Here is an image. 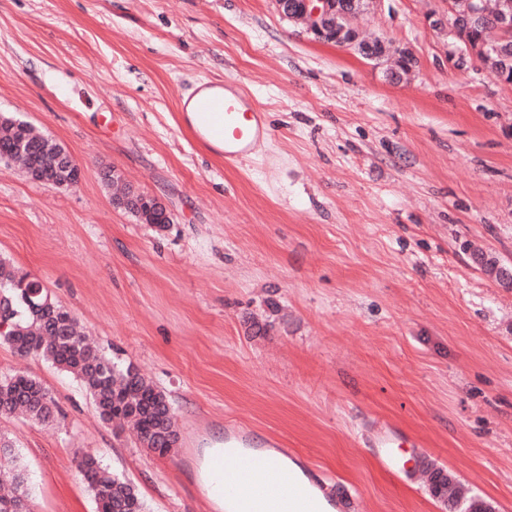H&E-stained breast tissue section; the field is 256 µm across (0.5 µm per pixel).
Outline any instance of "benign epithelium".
Returning a JSON list of instances; mask_svg holds the SVG:
<instances>
[{"label":"benign epithelium","mask_w":512,"mask_h":512,"mask_svg":"<svg viewBox=\"0 0 512 512\" xmlns=\"http://www.w3.org/2000/svg\"><path fill=\"white\" fill-rule=\"evenodd\" d=\"M378 0H274L277 11L302 25L316 39L343 48H353L366 58L390 65L388 75L395 82L403 81L415 68V59L406 50L393 49L382 38L361 37L354 19L368 12ZM445 7L428 17L433 30L446 31L460 38L462 27L468 28L485 20L491 21V33L477 45L464 42V48L451 54L452 66L462 69L469 60L480 57L484 66L500 80L512 83V0H444ZM33 182H49L56 187L77 182L81 170L69 154L63 155V164L32 172L23 168ZM137 193L127 188L112 196L118 208L137 215L144 223H152V212H168L156 197L153 207L143 208L136 202ZM475 263L501 287L512 288V266L506 265L494 254L480 251L473 255Z\"/></svg>","instance_id":"7a95c632"}]
</instances>
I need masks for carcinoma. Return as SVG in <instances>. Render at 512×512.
<instances>
[{"label":"carcinoma","mask_w":512,"mask_h":512,"mask_svg":"<svg viewBox=\"0 0 512 512\" xmlns=\"http://www.w3.org/2000/svg\"><path fill=\"white\" fill-rule=\"evenodd\" d=\"M48 139L26 123L0 124V146L10 148L22 144L20 162L49 166L51 159L44 152ZM39 288L31 301L44 302L47 291L41 283L21 273L7 260L0 259V309L6 314L8 327L0 333L6 343L21 357L36 356L71 374L90 396L99 418L120 429L132 428L139 444L164 456L170 436L176 434L174 416L169 413L166 395L141 376L132 364L124 365L108 357L98 346L87 342L79 324L70 312L55 305L54 323L18 300V285ZM0 414H21L32 420L49 423L62 416L61 408L40 381L23 370L0 374ZM3 457L14 461L7 475L10 490L0 493V512H31L25 488V469L17 464V456L9 442L0 438ZM77 468L87 484L97 512H146L144 501L135 485L114 474L92 455L77 461ZM440 499L448 507L465 512H478L479 500L460 503L458 490H445Z\"/></svg>","instance_id":"1"}]
</instances>
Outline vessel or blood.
<instances>
[{
    "label": "vessel or blood",
    "mask_w": 512,
    "mask_h": 512,
    "mask_svg": "<svg viewBox=\"0 0 512 512\" xmlns=\"http://www.w3.org/2000/svg\"><path fill=\"white\" fill-rule=\"evenodd\" d=\"M180 107L194 112L183 118V126L197 141L216 139L212 154L228 162L251 157L271 135L264 114L225 81L198 84ZM240 438L235 430L224 436L233 465L224 474V495L236 503L238 512H312L306 487L262 456L238 452Z\"/></svg>",
    "instance_id": "obj_1"
}]
</instances>
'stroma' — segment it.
Listing matches in <instances>:
<instances>
[{
    "instance_id": "stroma-1",
    "label": "stroma",
    "mask_w": 512,
    "mask_h": 512,
    "mask_svg": "<svg viewBox=\"0 0 512 512\" xmlns=\"http://www.w3.org/2000/svg\"><path fill=\"white\" fill-rule=\"evenodd\" d=\"M442 0H377L365 36L386 66L316 41L273 0H0V114L82 173L65 188L0 163V258L30 274L107 353L163 390L166 456L101 421L87 393L0 343L64 409L0 416L32 512H95L75 460L98 457L149 512H212L194 480L229 427L281 439L338 512H448L433 470L512 512V84L426 18ZM230 81L271 137L229 166L179 102ZM159 198L164 228L112 204ZM473 255L475 263L502 288H512V266L506 265L493 253L485 251Z\"/></svg>"
}]
</instances>
